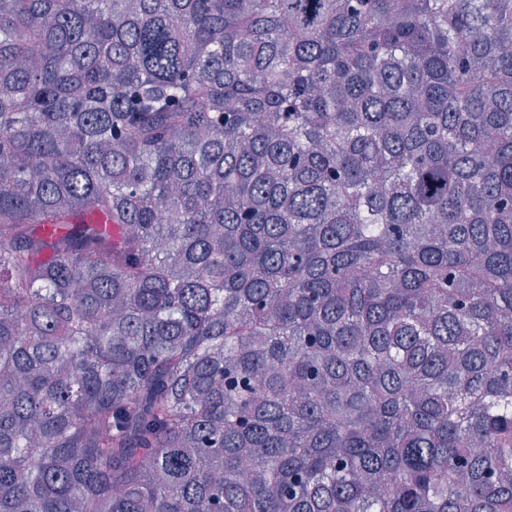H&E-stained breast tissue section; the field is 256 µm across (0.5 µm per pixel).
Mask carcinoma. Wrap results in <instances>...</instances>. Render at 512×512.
<instances>
[{"label":"carcinoma","mask_w":512,"mask_h":512,"mask_svg":"<svg viewBox=\"0 0 512 512\" xmlns=\"http://www.w3.org/2000/svg\"><path fill=\"white\" fill-rule=\"evenodd\" d=\"M0 512H512V0H0Z\"/></svg>","instance_id":"cac0c4a2"}]
</instances>
